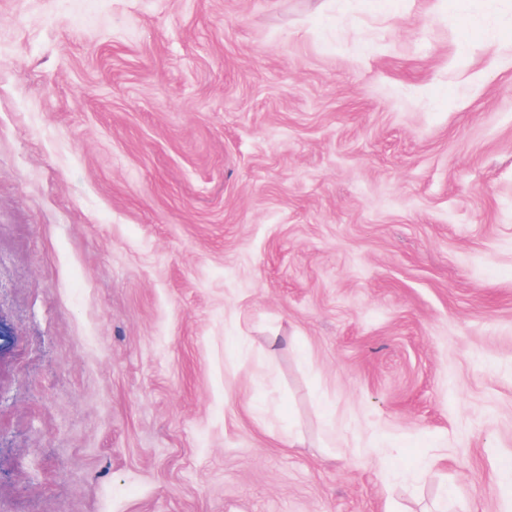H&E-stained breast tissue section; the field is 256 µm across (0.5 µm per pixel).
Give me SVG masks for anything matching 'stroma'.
<instances>
[{"instance_id":"obj_1","label":"stroma","mask_w":512,"mask_h":512,"mask_svg":"<svg viewBox=\"0 0 512 512\" xmlns=\"http://www.w3.org/2000/svg\"><path fill=\"white\" fill-rule=\"evenodd\" d=\"M511 504L512 0H0V512Z\"/></svg>"}]
</instances>
